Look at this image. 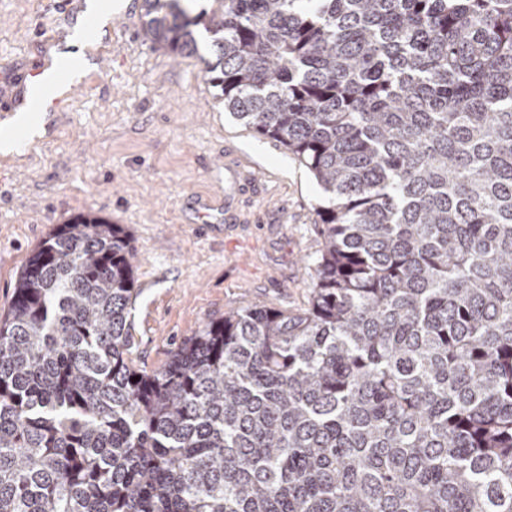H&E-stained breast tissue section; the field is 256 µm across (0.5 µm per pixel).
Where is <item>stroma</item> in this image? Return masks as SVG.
<instances>
[{
    "label": "stroma",
    "instance_id": "obj_1",
    "mask_svg": "<svg viewBox=\"0 0 512 512\" xmlns=\"http://www.w3.org/2000/svg\"><path fill=\"white\" fill-rule=\"evenodd\" d=\"M141 3L112 0L116 19L96 41L106 58L82 86L47 85L51 111L0 120V137L43 128L28 149L0 155V313L48 234L96 213L134 246L132 359L151 372L224 313L307 307L324 195L291 153L225 112L204 78L207 34L192 56L157 48L142 31ZM93 18L75 0H0V100L55 66L70 31ZM197 197L220 208V221H192Z\"/></svg>",
    "mask_w": 512,
    "mask_h": 512
}]
</instances>
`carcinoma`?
I'll return each mask as SVG.
<instances>
[{
    "label": "carcinoma",
    "mask_w": 512,
    "mask_h": 512,
    "mask_svg": "<svg viewBox=\"0 0 512 512\" xmlns=\"http://www.w3.org/2000/svg\"><path fill=\"white\" fill-rule=\"evenodd\" d=\"M142 0L327 194L308 307L131 358V239L59 224L0 315V512H512V0Z\"/></svg>",
    "instance_id": "carcinoma-1"
}]
</instances>
